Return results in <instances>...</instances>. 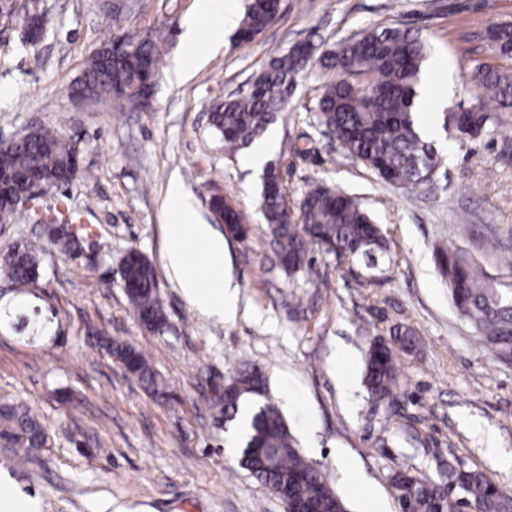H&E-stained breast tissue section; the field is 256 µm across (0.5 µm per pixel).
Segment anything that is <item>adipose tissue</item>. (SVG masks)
Here are the masks:
<instances>
[{
    "instance_id": "obj_1",
    "label": "adipose tissue",
    "mask_w": 512,
    "mask_h": 512,
    "mask_svg": "<svg viewBox=\"0 0 512 512\" xmlns=\"http://www.w3.org/2000/svg\"><path fill=\"white\" fill-rule=\"evenodd\" d=\"M167 211L165 259L172 278L200 314L235 319L238 288L226 271L223 235L200 222L179 182L170 185Z\"/></svg>"
}]
</instances>
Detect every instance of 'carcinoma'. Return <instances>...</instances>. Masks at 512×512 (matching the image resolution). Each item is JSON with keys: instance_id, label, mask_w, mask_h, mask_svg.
Here are the masks:
<instances>
[{"instance_id": "1", "label": "carcinoma", "mask_w": 512, "mask_h": 512, "mask_svg": "<svg viewBox=\"0 0 512 512\" xmlns=\"http://www.w3.org/2000/svg\"><path fill=\"white\" fill-rule=\"evenodd\" d=\"M279 15L277 0H247L244 16L235 31V42L245 45L271 27ZM486 37L493 55L512 61V25L495 24ZM138 47L111 60L98 53L86 64L79 89L83 98L111 102L118 107L143 111L150 105L162 66L161 40L148 31L134 37ZM310 42L297 44L271 57L244 95L215 101L210 109V128L235 155L260 140L279 113L288 108L299 77L313 56ZM428 44L407 28L378 26L348 37L323 51L320 62L335 79L320 88L316 100L304 110L317 126L329 133L351 157L360 160L383 182L401 189L429 187L441 162L434 141L423 132L418 114L421 65ZM477 85L501 108H512V67L476 63ZM442 129L456 131L460 141L487 134L495 113L458 112L448 106L439 113ZM79 146L61 139L48 126H38L23 139L0 143V224H7L15 210L11 200L25 195L28 178L36 177L53 187L68 185L80 172ZM288 188L278 176L262 184L259 209L266 224L269 244L288 275L310 274V253L316 248L337 261L361 260L377 265L390 258V246L381 228L353 195L325 185L306 191L298 209L287 208ZM211 209L222 203L210 199ZM224 208V207H222ZM224 221L247 238L240 213L224 208ZM74 238L67 232L47 236V244L29 240L0 254V276L10 284L28 285L40 277V258L46 247L68 254ZM436 260L447 279L448 297L466 318L477 339L497 359L512 361V292L499 288L480 267L460 250L446 245L437 249ZM123 291L138 320L152 331H161L166 314L154 267L139 251L129 250L121 260ZM419 339L397 327L390 339H374L366 352L364 381L373 401L392 408L401 388L398 353L417 349ZM126 369L148 389L164 394L148 358L131 346L109 347ZM267 380L257 369H243L224 385L219 401L224 418L233 421L247 400L249 410L245 447L253 449L242 468L261 481L275 496L283 490L297 501H306L322 512H347L343 498L322 472L297 448L278 408L266 399ZM46 438L37 415L24 404H0V443L17 449L26 460ZM460 481L458 507L471 512H512V491L491 481L482 471L462 464L448 465L439 479H422L398 470L391 485L405 512L452 510L448 486Z\"/></svg>"}]
</instances>
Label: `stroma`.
<instances>
[{"label": "stroma", "mask_w": 512, "mask_h": 512, "mask_svg": "<svg viewBox=\"0 0 512 512\" xmlns=\"http://www.w3.org/2000/svg\"><path fill=\"white\" fill-rule=\"evenodd\" d=\"M0 0V134L48 125L80 142L84 177L39 193L0 227V251L41 234L42 221L78 210L92 231L73 257L42 254L36 284L0 294V403L38 415L48 447L29 462L0 447V483L30 499L34 512H283L281 501L238 464L225 443L216 392L245 368L268 379V395L302 453L326 476L349 512L379 499L398 512L393 470L436 478L448 464L481 469L512 486V363L494 360L452 308L436 267L437 246L461 249L502 283L512 277L484 246L512 250V108L467 143L441 135L432 189L404 191L378 180L334 140L305 121L302 107L329 81L311 60L271 130V161L290 204L326 184L356 196L381 225L392 260L352 277L350 267L314 253L313 277L275 263L257 211L263 178L230 158L208 126L219 96L247 91L267 60L312 40L321 48L373 26L410 28L431 54L424 73L433 97L480 102L475 60L493 62L486 32L512 23V0H283L275 24L247 45L223 46L199 68L218 14L201 19L196 45L183 40L198 0H126L121 27L110 0H41L53 16L36 47ZM160 33L165 53L150 109L79 102L68 94L90 57L121 33ZM178 180L205 223L220 194L244 216L246 240L226 238L240 310L232 321L202 316L164 266V200ZM155 267L167 314L163 332L129 310L116 278L124 254ZM43 326L29 336L17 313ZM397 325L420 343L399 356L403 386L395 411L375 404L362 377L374 337ZM142 350L169 393L151 396L99 338ZM368 498H358L355 486Z\"/></svg>", "instance_id": "stroma-1"}]
</instances>
